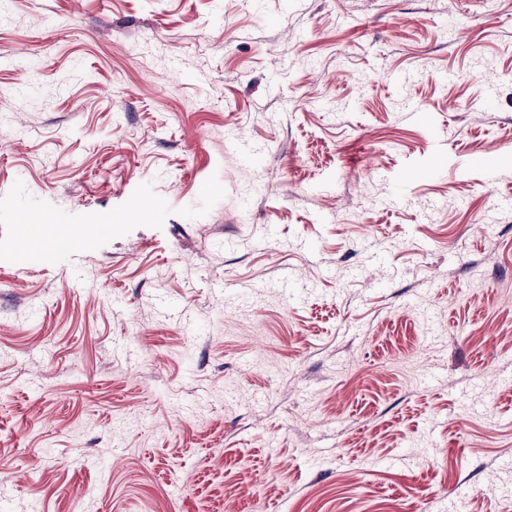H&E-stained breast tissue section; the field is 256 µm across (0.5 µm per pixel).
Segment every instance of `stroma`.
<instances>
[{
	"mask_svg": "<svg viewBox=\"0 0 512 512\" xmlns=\"http://www.w3.org/2000/svg\"><path fill=\"white\" fill-rule=\"evenodd\" d=\"M509 150L512 0H0V512H512Z\"/></svg>",
	"mask_w": 512,
	"mask_h": 512,
	"instance_id": "obj_1",
	"label": "stroma"
}]
</instances>
